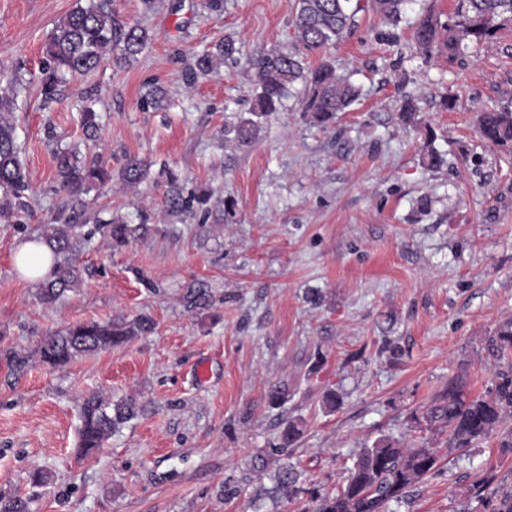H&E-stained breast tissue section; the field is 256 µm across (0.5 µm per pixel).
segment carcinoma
<instances>
[{
    "label": "carcinoma",
    "mask_w": 512,
    "mask_h": 512,
    "mask_svg": "<svg viewBox=\"0 0 512 512\" xmlns=\"http://www.w3.org/2000/svg\"><path fill=\"white\" fill-rule=\"evenodd\" d=\"M351 0H298L294 18L295 34L302 50L319 54L334 43L352 24L357 10L349 8ZM408 0H367V7L385 21L397 23ZM512 19V0H457L454 20L443 23L433 16L423 18L413 33L417 49L426 56L442 57L452 62L464 56V42L477 45L490 39L500 19ZM155 40L154 33L140 22H120L112 0H90L59 19L49 32L44 46L46 66L40 84L44 99L54 98L57 87L68 75L96 70L106 56L115 54L117 66H128L138 59ZM233 45L219 42L195 54L190 80L206 75L224 64V56ZM254 103L250 117L224 128V137L239 144L255 140L266 117L278 111L288 88L297 80L308 85L304 111L327 125L336 114L345 111L356 99L357 90L336 74L334 65L321 58L305 68L291 53L268 50L253 58ZM26 86L16 75L0 69V221L6 223L26 206L25 192L29 182L20 159L16 141L14 108L18 95ZM479 136L498 146L512 147V101L498 110L483 112L479 118ZM150 163L138 156L126 159L120 180L133 187L143 182ZM57 183L75 211L84 203L83 196L97 185L112 180V174L100 165H88L78 152H62L56 156ZM208 191L184 196L177 175L167 172L165 206L170 213L192 211L210 201ZM151 215L139 214V223L130 224L114 214L96 218L95 227L84 231V225L66 219L41 231L39 239L53 254V266L39 281L38 297L45 305L55 303L63 293L79 287L76 256L89 237L99 233L114 246H125L149 231ZM210 306L207 289H188L185 307L189 311ZM152 329V321L139 316L128 322H90L67 327L47 337L38 350L42 363L52 367L68 364L83 355L108 350ZM486 349L493 359V378L487 394L471 396L456 380L448 381V389L439 394L423 410L411 413L416 427L438 437L446 435L450 448H464L491 436L505 456H512V321L500 325L488 337ZM133 404L109 403L97 395L81 404L80 448L89 455L101 448L113 431L133 418ZM440 458L435 449L407 445L387 437L377 439L358 455L346 478L335 492L312 496V510L303 512H395L407 500L409 489L439 473ZM300 473L293 466L279 467L275 491L293 500L301 492ZM494 475L475 474L467 485L469 500L476 502L478 512H512V488L489 491Z\"/></svg>",
    "instance_id": "carcinoma-1"
}]
</instances>
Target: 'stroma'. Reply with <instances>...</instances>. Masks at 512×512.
Instances as JSON below:
<instances>
[{"instance_id": "35a3bbf8", "label": "stroma", "mask_w": 512, "mask_h": 512, "mask_svg": "<svg viewBox=\"0 0 512 512\" xmlns=\"http://www.w3.org/2000/svg\"><path fill=\"white\" fill-rule=\"evenodd\" d=\"M89 0H0V66L31 86L15 110L30 210L0 222V496L29 512H300L310 491L340 487L356 456L382 436L416 445L409 413L449 379L486 393V336L512 319V151L483 141L481 112L512 96V21L468 46L459 62L430 59L411 39L424 16L448 20L455 0H411L401 22L358 11L325 55L358 99L328 127L304 112L303 82L257 138L225 141V125L254 99L249 59L263 50L302 55L296 0H115L121 21L155 33L137 62L112 60L70 77L42 103L33 81L55 21ZM233 44L218 71L188 81L196 52ZM167 92L157 111L144 97ZM436 138L425 144L397 118L404 97ZM95 99L99 130L85 133L81 98ZM78 150L113 174L86 198L81 223L100 210L150 232L113 249L93 236L79 256L80 288L53 306L20 275L14 248L69 215L54 153ZM445 162L429 167L430 151ZM151 161L136 187L118 175L127 155ZM185 190L212 193L209 215L170 214L167 172ZM234 197V217L222 216ZM213 304L191 312L188 288ZM147 315L152 332L64 366L40 362L48 335L80 323ZM207 363L198 379L195 367ZM283 386L271 407L267 394ZM338 389L329 410L322 393ZM134 399L136 415L89 457L78 451L80 403L90 394ZM300 435L277 453L287 423ZM439 474L413 488L399 512H470V473L493 470L512 486V456L494 439L459 450L435 441ZM302 473L303 494L269 496L279 465ZM42 470L44 484L31 480Z\"/></svg>"}]
</instances>
